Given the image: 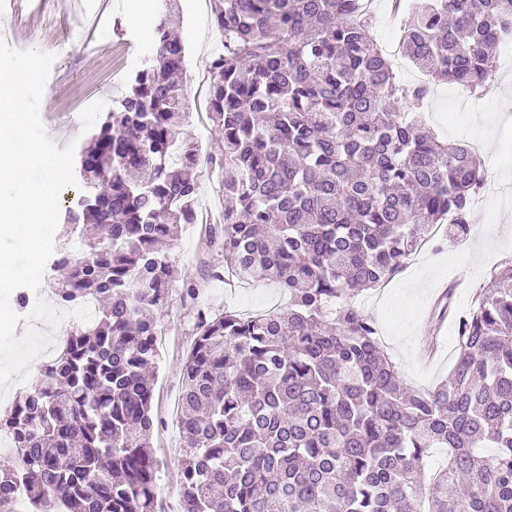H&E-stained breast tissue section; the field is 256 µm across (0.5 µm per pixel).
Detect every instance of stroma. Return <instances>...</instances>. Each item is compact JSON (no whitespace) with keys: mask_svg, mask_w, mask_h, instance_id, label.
<instances>
[{"mask_svg":"<svg viewBox=\"0 0 512 512\" xmlns=\"http://www.w3.org/2000/svg\"><path fill=\"white\" fill-rule=\"evenodd\" d=\"M421 0H374L373 34L394 60L402 82H412L417 70L402 54L404 19ZM172 20L190 49L185 94L190 117L184 134L202 155L217 152L218 139L205 106L209 89L204 70L218 43L212 40L209 0H178ZM148 9L158 16L160 0H0V40L16 50L35 49L54 55L40 114L49 137L65 147L87 146L118 100L127 93L131 79L154 51L151 28L134 15ZM35 13L37 22L27 36H18V15ZM512 41L501 40L496 72L497 92L473 103L455 100V85L440 83L423 107L402 100L403 112L422 109L427 123L439 137L477 145L486 178L470 214L471 230L458 236L442 228L433 243L423 246L413 260L388 284L375 291L363 312L385 339L387 353L398 371L413 386L427 389L444 379L454 362L455 325L445 321L437 336L440 361L423 365L417 355L429 331L428 316L436 298L446 288L454 290V309L473 307L480 288L494 270L512 264ZM170 256L180 271L161 315L163 336L157 364L156 401L153 407L152 446L159 466L156 495L161 512H180V473L183 450L177 425L183 365L199 313L220 314L233 308L243 313L264 312L278 304L282 292L276 285L255 282L228 286L223 278L224 252L211 240L207 224L184 225ZM54 282L43 277L38 291L30 293L26 308L19 310L16 336L37 329L58 348L79 321L77 309L59 304ZM198 295H189V288Z\"/></svg>","mask_w":512,"mask_h":512,"instance_id":"stroma-1","label":"stroma"}]
</instances>
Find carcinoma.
<instances>
[{"mask_svg": "<svg viewBox=\"0 0 512 512\" xmlns=\"http://www.w3.org/2000/svg\"><path fill=\"white\" fill-rule=\"evenodd\" d=\"M211 25L224 270L276 284L288 306L198 315L181 512H512V272L456 319L455 363L430 389L402 379L357 304L438 226L468 233L477 154L393 108L431 87L398 79L361 0H213ZM510 32L512 0H424L402 50L426 77L480 94ZM152 40L80 154L84 193L66 219L96 235L77 257L59 246L51 270L61 302L96 311L0 415L13 438L0 512H15L17 484L37 512H158L146 371L178 276L158 244L194 223L199 149L180 137L185 42L164 19Z\"/></svg>", "mask_w": 512, "mask_h": 512, "instance_id": "carcinoma-1", "label": "carcinoma"}]
</instances>
